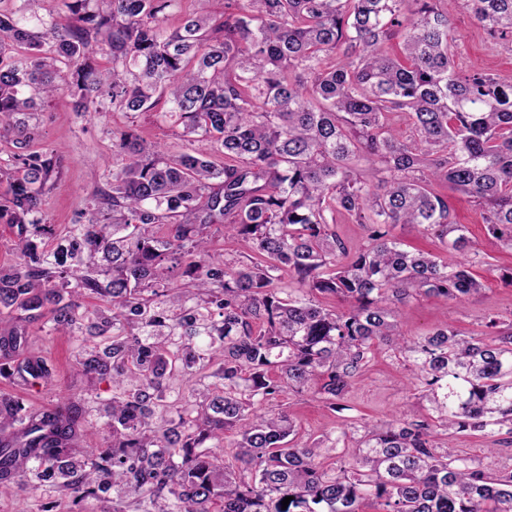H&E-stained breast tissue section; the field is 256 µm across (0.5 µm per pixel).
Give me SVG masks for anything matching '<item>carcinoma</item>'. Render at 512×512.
<instances>
[{
    "label": "carcinoma",
    "mask_w": 512,
    "mask_h": 512,
    "mask_svg": "<svg viewBox=\"0 0 512 512\" xmlns=\"http://www.w3.org/2000/svg\"><path fill=\"white\" fill-rule=\"evenodd\" d=\"M5 2L0 138L16 151L0 165V223L16 227L19 260L0 268V311L19 325L0 333V374L51 376L23 355L26 325L44 321L81 337L78 372L112 383V397L32 410L1 394L13 439L0 441V482L49 483L79 508L116 486L112 512H211L217 500L222 512H360L369 499L383 512H512V472L453 450L468 430L512 444V323L418 339L399 326L413 296L461 303L482 286L444 189L473 198L512 251V81L456 68L460 34L442 0H224L220 23L200 12L173 30L162 15L175 0H61L65 25L47 24L41 0ZM466 2L511 53L512 0ZM61 90L78 113L105 99L127 114L161 105L211 151L170 155L132 124L112 129V183L48 250L41 205L61 156L31 146L35 114ZM338 213L368 227L367 245L348 247ZM215 224L247 260L218 252ZM397 224L445 255L404 248ZM380 343L412 362L432 414L364 427L327 470L322 453L347 432L325 449L301 441L265 403L316 382L338 408ZM178 376L189 395L170 401ZM159 408L177 417L159 426ZM92 410L112 441L78 459ZM230 429L241 471L207 451Z\"/></svg>",
    "instance_id": "cac0c4a2"
}]
</instances>
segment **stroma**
I'll return each mask as SVG.
<instances>
[{
    "label": "stroma",
    "instance_id": "stroma-1",
    "mask_svg": "<svg viewBox=\"0 0 512 512\" xmlns=\"http://www.w3.org/2000/svg\"><path fill=\"white\" fill-rule=\"evenodd\" d=\"M448 17L462 35L456 52L458 66L476 65L504 80H512V56L491 48L489 39L466 10L464 0H443ZM119 112L102 116L82 115L74 111L72 98L65 93L46 102L38 115L40 137L35 149L58 147L62 150V172L43 201V217L65 234L92 204L95 189L112 180V127L125 123ZM134 123L148 142L158 144L170 154L189 151L188 142L177 136L171 123L156 112L136 115ZM449 198L457 219L469 228L470 238L480 247L485 264L473 273L483 287L464 303L446 302L433 296L409 299L400 313L401 330L408 337H419L448 323L469 336L486 331L489 317L512 320V286L488 273L487 264L512 267V253L501 249L488 235L480 210L465 195L453 192ZM29 354L45 358L53 366L50 378L20 387L13 380L0 377V394L20 397L32 409H43L63 396L107 400L112 396L110 383L88 379L71 364L76 340L40 325H30ZM293 418L302 439H320L348 431L346 448L356 446L361 429L382 424L405 415L422 416L428 404L419 392V383L410 361L390 346L376 348L369 366L359 375L340 402L339 410L328 409L314 390L284 394L276 400ZM489 436L465 431L457 434L455 446L460 455L474 458L487 471H512V446L491 447ZM70 499L46 487L33 488L19 482L0 483V512H71Z\"/></svg>",
    "mask_w": 512,
    "mask_h": 512
}]
</instances>
